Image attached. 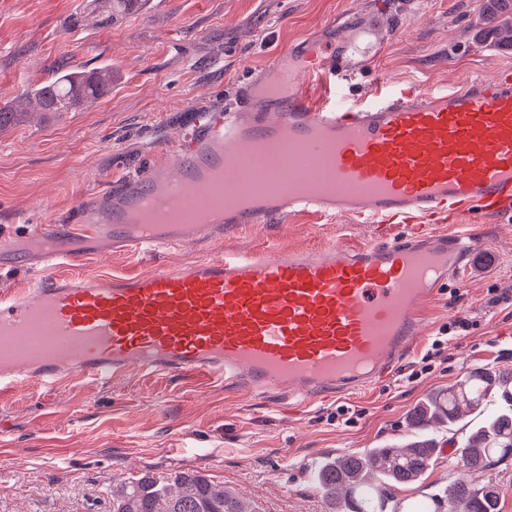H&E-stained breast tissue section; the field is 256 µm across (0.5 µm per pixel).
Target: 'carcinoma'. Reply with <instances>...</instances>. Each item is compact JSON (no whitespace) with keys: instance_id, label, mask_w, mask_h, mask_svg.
I'll return each mask as SVG.
<instances>
[{"instance_id":"obj_1","label":"carcinoma","mask_w":512,"mask_h":512,"mask_svg":"<svg viewBox=\"0 0 512 512\" xmlns=\"http://www.w3.org/2000/svg\"><path fill=\"white\" fill-rule=\"evenodd\" d=\"M90 10L99 26L116 14L131 10L137 0H93ZM482 21L500 43L512 47V0H484ZM112 93V70L92 74L56 70L52 77L30 91V99L43 112H74ZM502 390L504 405L485 413L486 397ZM477 414L458 452L464 472L484 470L512 457V376H496L476 369L448 388L430 395L411 415L416 438L402 448L384 446L360 454L325 458L315 480L334 504L335 512H500L501 490L492 483L475 488L459 478L446 499L387 510L388 489L421 481L439 446L428 432L437 426L454 427ZM112 512H252L230 491L197 470L176 471L166 478L143 474L112 496Z\"/></svg>"}]
</instances>
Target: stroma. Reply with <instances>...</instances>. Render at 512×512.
Segmentation results:
<instances>
[{
    "label": "stroma",
    "instance_id": "35a3bbf8",
    "mask_svg": "<svg viewBox=\"0 0 512 512\" xmlns=\"http://www.w3.org/2000/svg\"><path fill=\"white\" fill-rule=\"evenodd\" d=\"M86 7L87 0H0V104L24 114L0 129V237L61 223L82 200L146 178L171 159L197 113L238 109L241 88L265 82L270 58L305 43L345 53L356 70L340 91L347 101L381 78L455 85L512 63V47L479 32L481 0H139L109 26L72 27ZM376 21L378 56L346 53L349 30ZM104 63L112 67L105 100L61 115L25 100L53 69ZM442 229L472 233L478 254L458 288L440 290L429 305L425 332L460 316L477 326L416 383L390 378L310 405L194 376L132 372L109 384L77 377L51 392L31 385L0 398V512H109L117 484L186 468L223 483L256 512H330L312 477L318 461L404 446L412 409L436 390L479 368L512 375V300L490 303L493 289L512 290V215L451 219ZM384 234L346 215L298 217L151 257H91L73 270L138 272L227 248L314 250ZM343 403L364 415L350 427L328 424ZM437 439L441 454L420 483L393 488L395 500L445 497L459 477L452 449L462 432L443 428Z\"/></svg>",
    "mask_w": 512,
    "mask_h": 512
}]
</instances>
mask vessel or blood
Segmentation results:
<instances>
[{"label":"vessel or blood","instance_id":"obj_1","mask_svg":"<svg viewBox=\"0 0 512 512\" xmlns=\"http://www.w3.org/2000/svg\"><path fill=\"white\" fill-rule=\"evenodd\" d=\"M271 90L245 88L249 122L199 114L171 167L81 201L41 229L31 267L0 294V392L138 371L194 375L247 392L288 388L311 401L383 381L423 335V308L474 252L468 235L433 232L451 216L512 212V66L461 86L381 80L338 100L347 63L319 51L276 57ZM177 179L175 209L218 220L132 224L129 213ZM397 224L391 238L317 250L227 251L172 267L74 275L102 246L137 254L213 241L298 215Z\"/></svg>","mask_w":512,"mask_h":512}]
</instances>
